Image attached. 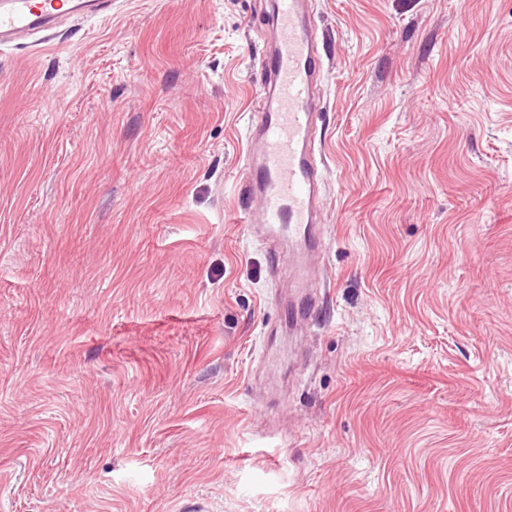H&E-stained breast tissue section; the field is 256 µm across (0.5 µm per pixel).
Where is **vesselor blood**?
Segmentation results:
<instances>
[{"label": "vessel or blood", "mask_w": 512, "mask_h": 512, "mask_svg": "<svg viewBox=\"0 0 512 512\" xmlns=\"http://www.w3.org/2000/svg\"><path fill=\"white\" fill-rule=\"evenodd\" d=\"M308 0H274V46L260 62L269 78L271 108L259 110L249 128L242 181L259 197L258 214L242 213L245 224H259L271 241L273 266L295 270V302L290 324L306 318L316 305L310 289L315 253L322 246L318 223V114L314 89L324 70L307 17ZM112 0H0V46L55 29L64 19H100ZM289 251H280L279 240Z\"/></svg>", "instance_id": "vessel-or-blood-1"}]
</instances>
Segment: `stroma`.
<instances>
[{"label":"stroma","mask_w":512,"mask_h":512,"mask_svg":"<svg viewBox=\"0 0 512 512\" xmlns=\"http://www.w3.org/2000/svg\"><path fill=\"white\" fill-rule=\"evenodd\" d=\"M319 302L240 224L269 0L0 50V512H512V0H317Z\"/></svg>","instance_id":"stroma-1"}]
</instances>
